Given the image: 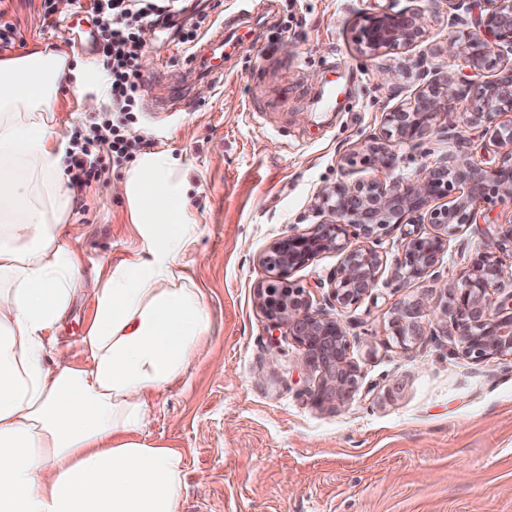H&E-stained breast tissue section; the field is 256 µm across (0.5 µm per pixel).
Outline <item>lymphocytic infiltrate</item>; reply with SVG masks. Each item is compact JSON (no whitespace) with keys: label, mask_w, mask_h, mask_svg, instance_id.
Listing matches in <instances>:
<instances>
[{"label":"lymphocytic infiltrate","mask_w":512,"mask_h":512,"mask_svg":"<svg viewBox=\"0 0 512 512\" xmlns=\"http://www.w3.org/2000/svg\"><path fill=\"white\" fill-rule=\"evenodd\" d=\"M176 9V0H91L107 59L112 110L73 138L69 166L73 186L86 188L105 179L112 167L133 160L140 151L143 140L132 130L139 123L140 67L146 48L141 28Z\"/></svg>","instance_id":"lymphocytic-infiltrate-1"}]
</instances>
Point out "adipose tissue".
I'll return each mask as SVG.
<instances>
[{"label":"adipose tissue","instance_id":"adipose-tissue-1","mask_svg":"<svg viewBox=\"0 0 512 512\" xmlns=\"http://www.w3.org/2000/svg\"><path fill=\"white\" fill-rule=\"evenodd\" d=\"M64 84L84 111L105 101L100 66H71L60 46L0 59V512H180V454L137 433L146 395L183 373L210 327L202 294L176 273L195 233L186 173L151 151L116 183L141 252L93 288L86 364L46 365L84 263L65 237Z\"/></svg>","mask_w":512,"mask_h":512}]
</instances>
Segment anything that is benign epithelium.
Wrapping results in <instances>:
<instances>
[{
    "label": "benign epithelium",
    "mask_w": 512,
    "mask_h": 512,
    "mask_svg": "<svg viewBox=\"0 0 512 512\" xmlns=\"http://www.w3.org/2000/svg\"><path fill=\"white\" fill-rule=\"evenodd\" d=\"M473 25L474 30H459L448 40V68L479 70L495 49L503 44L512 47V0H482ZM421 32V16L416 13L371 15L364 18L358 43L373 52L406 45ZM412 69L425 85L409 104L386 114L385 133L416 146L431 129L435 113L449 112L455 102L468 97L471 111L460 114V119L486 125L490 142L501 152L500 162L490 170L482 169L471 160L461 139L456 153L414 180L326 188L315 203V211L325 219L269 248L262 260L268 283L258 289L259 305L273 327L288 329L306 363L318 373L313 395L321 406L346 402L357 387V367L347 358V332L336 309L358 303L377 284L384 259L365 241L376 240L399 224L432 225L430 234H407L394 268L398 280L424 278L433 275L448 235L474 223L479 201L512 199V123L497 121L500 114L512 112V67L474 91L452 74L426 80L428 66L423 58L414 61ZM443 197L448 198V206L431 207ZM322 252H338L343 260L327 280L326 303L314 308L305 290L293 286L289 278ZM506 284L512 286L511 226L492 238L460 284L446 289L444 303L420 297L395 307L387 321L389 335L408 350L422 339L424 324L444 321L448 339L460 345L463 355L476 361L512 358V290L503 291ZM493 289L498 296H493Z\"/></svg>",
    "instance_id": "benign-epithelium-1"
}]
</instances>
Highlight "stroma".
Segmentation results:
<instances>
[{
    "label": "stroma",
    "instance_id": "obj_1",
    "mask_svg": "<svg viewBox=\"0 0 512 512\" xmlns=\"http://www.w3.org/2000/svg\"><path fill=\"white\" fill-rule=\"evenodd\" d=\"M85 2L48 16L42 0H9L22 41L0 58L62 42L72 65L101 62ZM383 8L422 15L421 35L407 46L361 49L364 16ZM457 29L451 11L431 0H223L194 41L153 29L137 132L143 151L169 152L188 171L197 230L178 271L211 317L184 373L147 397L140 432L182 455L180 512H512V359L467 358L436 324L408 350L387 334L401 301L437 299L462 281L489 234L512 225V200L478 203L476 223L449 235L431 278L395 279L404 227L375 242L386 261L377 285L340 313L359 370L344 404L313 403L315 373L257 299L268 280L263 257L318 223L312 204L321 189L416 177L455 152V140L439 134L451 124L480 167L497 165L483 127L457 122L466 99L436 114L419 146L384 139L390 168L369 150L385 114L420 88L408 71L414 59L427 60L430 78L446 75ZM125 171L70 192L67 235L84 255L85 289L50 335L48 363H86L94 283L140 248L128 205L112 192ZM340 261L322 253L291 281L324 304Z\"/></svg>",
    "mask_w": 512,
    "mask_h": 512
}]
</instances>
